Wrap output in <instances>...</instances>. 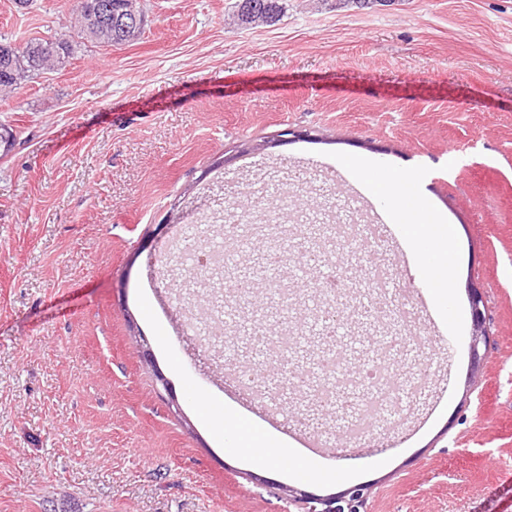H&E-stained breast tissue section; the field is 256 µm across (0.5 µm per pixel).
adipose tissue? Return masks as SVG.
<instances>
[{
  "label": "adipose tissue",
  "mask_w": 512,
  "mask_h": 512,
  "mask_svg": "<svg viewBox=\"0 0 512 512\" xmlns=\"http://www.w3.org/2000/svg\"><path fill=\"white\" fill-rule=\"evenodd\" d=\"M403 233L408 243L424 246L436 245L438 255L433 267V300L442 308H449L453 300V290L448 283V246L451 239L449 227L438 224L421 223L419 215L407 214L404 218ZM209 421L224 422L226 427L236 429L250 441L261 444L267 453L264 461L270 465L282 466L295 479L314 481L326 479L338 481L343 478V471H330L314 466L306 459L302 449L283 441L277 434L269 431L260 421L239 413L232 406L221 400H213L205 408Z\"/></svg>",
  "instance_id": "1"
}]
</instances>
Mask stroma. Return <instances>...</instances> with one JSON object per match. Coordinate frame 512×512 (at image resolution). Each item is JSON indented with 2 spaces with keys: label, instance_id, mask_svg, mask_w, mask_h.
Listing matches in <instances>:
<instances>
[{
  "label": "stroma",
  "instance_id": "35a3bbf8",
  "mask_svg": "<svg viewBox=\"0 0 512 512\" xmlns=\"http://www.w3.org/2000/svg\"><path fill=\"white\" fill-rule=\"evenodd\" d=\"M237 0H144L139 40L82 44L66 67L0 96V512H299L290 491L366 486L363 512H512V0H285L272 25ZM77 0H0V37L68 31ZM307 130L290 140L285 129ZM419 173L384 208L349 189L348 160ZM245 202L289 225L333 219L394 271L390 305H414L421 268L382 211L453 229L457 316L419 318L434 375L408 423L336 454L334 422L245 393L229 349L182 333L203 218ZM348 260L335 239L285 243ZM344 290L352 365L373 335L364 266ZM483 296L486 350L471 371L468 290ZM219 394L320 462H359L341 483L303 482L244 459L201 412ZM307 418L305 427L297 419ZM382 456L381 468L366 459Z\"/></svg>",
  "mask_w": 512,
  "mask_h": 512
}]
</instances>
